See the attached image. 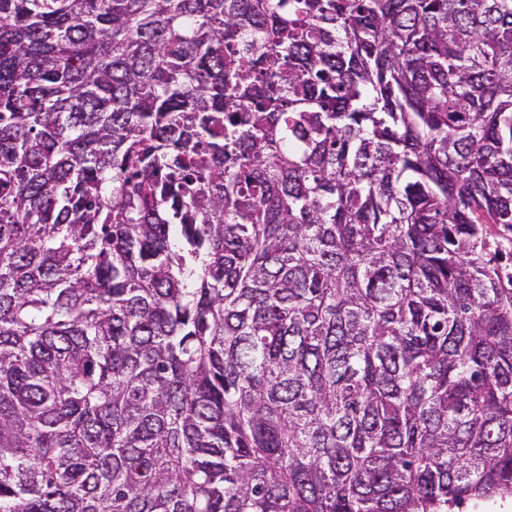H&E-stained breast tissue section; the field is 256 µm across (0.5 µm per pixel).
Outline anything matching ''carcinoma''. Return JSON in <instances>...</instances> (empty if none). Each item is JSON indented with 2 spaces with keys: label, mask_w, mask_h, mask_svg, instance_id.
<instances>
[{
  "label": "carcinoma",
  "mask_w": 512,
  "mask_h": 512,
  "mask_svg": "<svg viewBox=\"0 0 512 512\" xmlns=\"http://www.w3.org/2000/svg\"><path fill=\"white\" fill-rule=\"evenodd\" d=\"M512 498V0H0V512Z\"/></svg>",
  "instance_id": "obj_1"
}]
</instances>
